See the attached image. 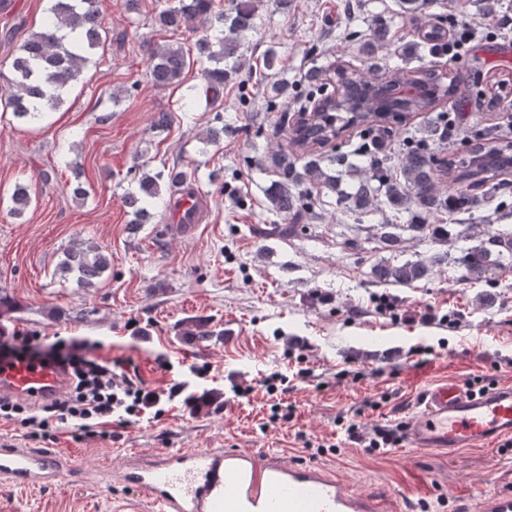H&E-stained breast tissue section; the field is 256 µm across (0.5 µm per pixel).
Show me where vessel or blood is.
I'll return each instance as SVG.
<instances>
[{"label": "vessel or blood", "instance_id": "1", "mask_svg": "<svg viewBox=\"0 0 512 512\" xmlns=\"http://www.w3.org/2000/svg\"><path fill=\"white\" fill-rule=\"evenodd\" d=\"M173 210L171 234L192 235L199 214L197 198L175 194ZM66 382V371L57 365L0 364V396L44 399L61 393ZM507 436H512L511 383L479 395L454 382L430 385L407 432L413 447L451 453ZM65 465L61 453L0 448V477L19 487L52 485ZM121 477L161 512H388L383 498L350 493L322 466L249 449L182 448L132 456ZM477 504V512H512V493L488 491Z\"/></svg>", "mask_w": 512, "mask_h": 512}]
</instances>
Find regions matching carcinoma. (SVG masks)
<instances>
[{
	"label": "carcinoma",
	"instance_id": "carcinoma-1",
	"mask_svg": "<svg viewBox=\"0 0 512 512\" xmlns=\"http://www.w3.org/2000/svg\"><path fill=\"white\" fill-rule=\"evenodd\" d=\"M260 0H231L229 8L218 0H171L153 18V24L172 35L195 32L197 23L206 24L208 33L194 42L195 55H190L179 43L156 47L145 45L151 66L153 81L162 87L182 84L185 70L200 63L206 105L210 111H220L217 105L224 82L244 65L245 35L257 32L262 26ZM109 36L104 26L102 0H48L47 15L40 27L24 42L21 53L11 63V76L0 86V106L13 119L23 123L41 120L63 103V96L80 79L92 59V51ZM445 29L433 25L421 42L415 46L412 58L421 60L437 45L444 43ZM390 27L380 17L367 24L364 51L370 55L388 45ZM435 84L440 75L422 65L413 66L408 74L397 76L400 82L407 76ZM338 85L352 91L363 90L375 80L371 68L362 70L339 69ZM275 94L268 98V107L276 110L299 105L306 110L314 99L336 102V112H341L343 100L336 98V91H327L317 72L309 77V86L288 94V87L281 83L274 87ZM437 100L420 104L418 111L433 112V120L421 130V136L407 137L397 163L367 158V164L359 167L345 154L325 157L311 148L313 144H325L330 138L323 134L309 141L299 129L292 130V143L301 152L276 150L270 160L279 180L269 195V211L285 223L284 233L298 229V221L313 218L305 201L301 186L318 185L326 194L336 193L339 177L331 173V167H345L355 176L351 192L353 211L362 213L372 206L385 205L394 211L418 213L425 218L448 210V201L459 200L465 206L475 202L464 186L474 187L488 181V171L472 168L471 159L462 157L448 160V184H443L442 173L436 158L435 142L445 138L446 112L436 111ZM210 127L199 138L202 150L224 139L222 126ZM196 171L172 166L158 171L148 169L142 156L134 157L133 165L126 173L131 188L124 195L125 204L132 209L133 224H144L150 218L153 200L165 189L182 187L195 179ZM10 212L20 216L31 204L28 186L16 184L10 195ZM397 220L380 224V238L385 246L394 250L399 242ZM448 261L446 255H435L430 260H407L393 263L382 260L371 268L374 278L397 285H408L428 278L434 266ZM109 267V260L97 245L78 243L66 251L60 265L63 273L76 277L86 288L96 286V281ZM512 268V234L487 232L478 245L467 249L461 259L460 277L479 279L488 273Z\"/></svg>",
	"mask_w": 512,
	"mask_h": 512
}]
</instances>
